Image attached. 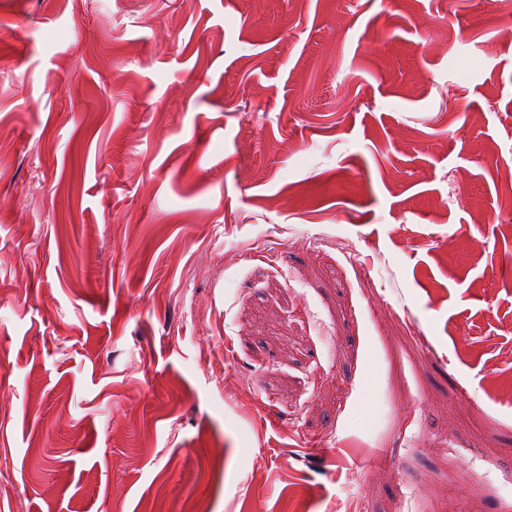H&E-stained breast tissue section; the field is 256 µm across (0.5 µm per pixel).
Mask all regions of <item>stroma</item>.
Instances as JSON below:
<instances>
[{"instance_id":"stroma-1","label":"stroma","mask_w":512,"mask_h":512,"mask_svg":"<svg viewBox=\"0 0 512 512\" xmlns=\"http://www.w3.org/2000/svg\"><path fill=\"white\" fill-rule=\"evenodd\" d=\"M510 169L502 0H0V512H512Z\"/></svg>"}]
</instances>
